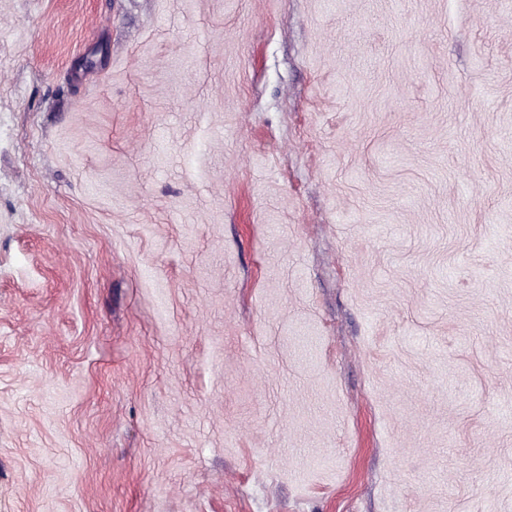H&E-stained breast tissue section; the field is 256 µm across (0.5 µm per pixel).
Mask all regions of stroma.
Segmentation results:
<instances>
[{
	"label": "stroma",
	"instance_id": "35a3bbf8",
	"mask_svg": "<svg viewBox=\"0 0 512 512\" xmlns=\"http://www.w3.org/2000/svg\"><path fill=\"white\" fill-rule=\"evenodd\" d=\"M503 407L512 0H0V512H512Z\"/></svg>",
	"mask_w": 512,
	"mask_h": 512
}]
</instances>
